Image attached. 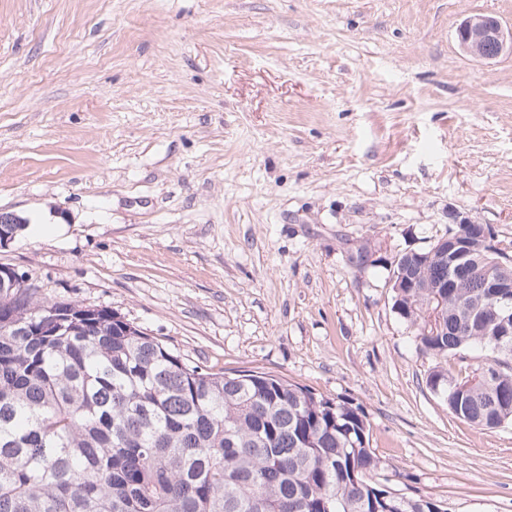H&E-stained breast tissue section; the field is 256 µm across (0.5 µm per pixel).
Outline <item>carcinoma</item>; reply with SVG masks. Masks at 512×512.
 Instances as JSON below:
<instances>
[{"instance_id":"obj_1","label":"carcinoma","mask_w":512,"mask_h":512,"mask_svg":"<svg viewBox=\"0 0 512 512\" xmlns=\"http://www.w3.org/2000/svg\"><path fill=\"white\" fill-rule=\"evenodd\" d=\"M457 275L424 253L394 309L459 419L512 423V323L482 287L490 247ZM430 281L446 288H423ZM486 351L470 374L456 356ZM383 461L358 408L277 376L211 373L112 310L0 284V512H430L372 481Z\"/></svg>"}]
</instances>
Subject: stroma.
Returning a JSON list of instances; mask_svg holds the SVG:
<instances>
[{
  "instance_id": "1",
  "label": "stroma",
  "mask_w": 512,
  "mask_h": 512,
  "mask_svg": "<svg viewBox=\"0 0 512 512\" xmlns=\"http://www.w3.org/2000/svg\"><path fill=\"white\" fill-rule=\"evenodd\" d=\"M472 12L512 27V0H0V211L67 226L0 263L352 403L403 496L512 512V424L429 388L384 264L455 213L512 254V55L461 51Z\"/></svg>"
}]
</instances>
